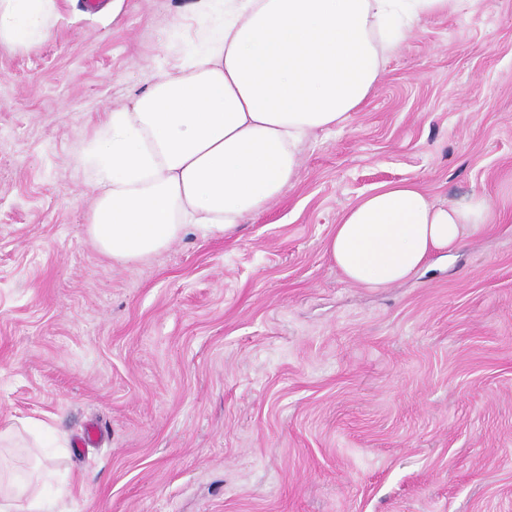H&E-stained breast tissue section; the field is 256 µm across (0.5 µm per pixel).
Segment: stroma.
<instances>
[{
	"mask_svg": "<svg viewBox=\"0 0 512 512\" xmlns=\"http://www.w3.org/2000/svg\"><path fill=\"white\" fill-rule=\"evenodd\" d=\"M106 2L56 0L48 41L0 49V420L68 440L22 430L0 456L51 461L61 512H512V0L422 21L278 200L132 267L86 231L83 157L203 4ZM402 180L507 217L398 285L349 284L328 235Z\"/></svg>",
	"mask_w": 512,
	"mask_h": 512,
	"instance_id": "stroma-1",
	"label": "stroma"
}]
</instances>
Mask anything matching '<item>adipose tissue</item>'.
Listing matches in <instances>:
<instances>
[{
  "mask_svg": "<svg viewBox=\"0 0 512 512\" xmlns=\"http://www.w3.org/2000/svg\"><path fill=\"white\" fill-rule=\"evenodd\" d=\"M55 0H0V47L52 35ZM198 46L91 140L97 204L88 234L113 264L143 262L191 234L235 231L300 176L312 132L343 127L380 81L386 54L465 0H206ZM496 213L473 195L448 204L413 182L346 208L324 249L346 281L389 288L484 232ZM31 481L0 485V512H53Z\"/></svg>",
  "mask_w": 512,
  "mask_h": 512,
  "instance_id": "ef3b65f1",
  "label": "adipose tissue"
}]
</instances>
